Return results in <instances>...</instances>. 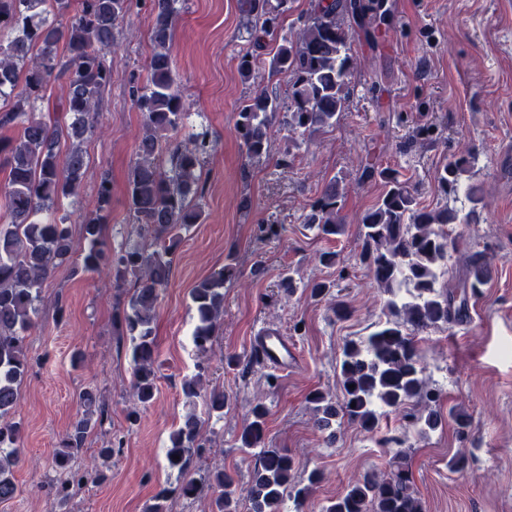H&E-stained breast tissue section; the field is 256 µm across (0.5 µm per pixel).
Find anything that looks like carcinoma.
I'll use <instances>...</instances> for the list:
<instances>
[{
  "mask_svg": "<svg viewBox=\"0 0 512 512\" xmlns=\"http://www.w3.org/2000/svg\"><path fill=\"white\" fill-rule=\"evenodd\" d=\"M287 4L288 0H238L253 47L264 50L274 44L269 75L288 78V104L260 90L236 112V128L248 161L260 163L270 155L275 123L288 126L292 137L280 158L283 168L288 167L291 150L336 126L347 110L356 66L348 21L364 27L370 36L373 25L384 19L378 0H314L302 26L292 35H281L279 21ZM49 6L64 12L71 8V0H0V101L5 102L0 106V127L19 129L17 139L0 145V167L9 169L3 187L9 227L0 229V501L18 492L13 467L21 425L9 416L18 404L19 386L29 365L27 333L36 325L44 283L55 272L70 268L110 275L117 281L132 279L122 317L132 345V397L143 407L152 403L158 390L156 308L169 283L183 231L202 218L201 172L213 150L205 130L193 131L182 141L165 139L187 127L190 115L170 52L182 0H153L149 77L134 94L144 123L127 177V199L139 237L152 239L154 249L134 244L112 255L103 239V221L112 202L109 178L103 176L99 182L96 211L77 214L63 201L76 194L86 176L82 142L96 131L95 115L111 82L107 55L129 0H78L64 25L49 20ZM255 69L254 53L243 54L238 65L241 78L252 79ZM61 79L66 84L60 103L65 119L61 125L51 124L37 112V102L50 82ZM63 138L70 142L65 153L60 149ZM474 162L472 154L448 161L437 173L440 193L456 199L462 192L471 203H479L478 185L463 184ZM376 175L384 181L385 191L361 218L358 259L387 295L386 319L370 336L345 343L338 366L341 397L334 400L314 391L309 402L322 430L346 420L372 432L383 413L394 412L406 429L423 435L440 423L434 410L439 392L425 375L416 337L467 317L469 297L476 296L487 280L488 257L483 250H471L463 271L448 267L459 244L447 227L475 221L476 209L462 216L446 204L422 207L416 187L399 172L366 167L361 173L366 179ZM342 197L339 182H329L304 214L303 223L320 237L340 234L345 224ZM75 223L82 225L84 240L78 255L69 231ZM237 279V268L227 264L193 289L197 323L192 342L197 352L211 351L224 314V285ZM405 283L411 287L412 300L399 302L396 293ZM205 375L206 367L201 365L183 380L186 398L200 394ZM80 404L82 412L54 457L60 470L67 469L88 436L108 418L94 389L81 392ZM266 415L261 404L252 409L238 437L241 450L261 443ZM199 429L200 421L189 414L171 433L166 449L170 468L185 472L201 451ZM292 470L293 460L282 449H261V466L254 470L246 494L249 512H280L287 491L302 505L318 474H310L308 485L297 487ZM231 485L230 475L217 471L211 483L216 512H240L239 501L224 491ZM323 512H424L407 455L395 452L388 472L352 482Z\"/></svg>",
  "mask_w": 512,
  "mask_h": 512,
  "instance_id": "cac0c4a2",
  "label": "carcinoma"
}]
</instances>
